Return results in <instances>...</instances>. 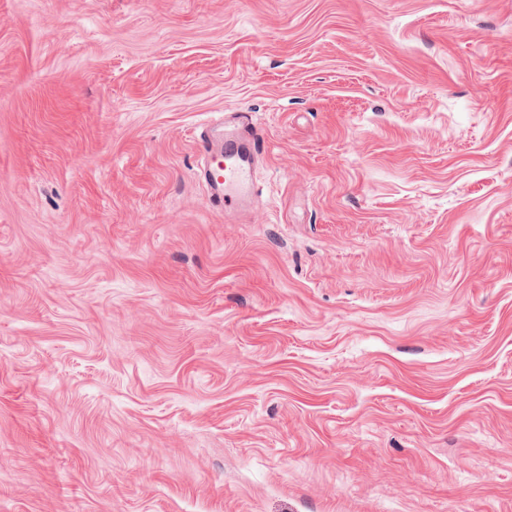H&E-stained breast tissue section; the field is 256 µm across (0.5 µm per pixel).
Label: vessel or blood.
Here are the masks:
<instances>
[{
    "label": "vessel or blood",
    "mask_w": 512,
    "mask_h": 512,
    "mask_svg": "<svg viewBox=\"0 0 512 512\" xmlns=\"http://www.w3.org/2000/svg\"><path fill=\"white\" fill-rule=\"evenodd\" d=\"M201 152L206 157L204 177L213 204L237 207L254 194L256 163L265 155V141L245 114L224 117V143L212 149L202 141Z\"/></svg>",
    "instance_id": "obj_1"
}]
</instances>
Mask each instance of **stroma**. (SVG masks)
I'll use <instances>...</instances> for the list:
<instances>
[{
	"label": "stroma",
	"instance_id": "stroma-1",
	"mask_svg": "<svg viewBox=\"0 0 512 512\" xmlns=\"http://www.w3.org/2000/svg\"><path fill=\"white\" fill-rule=\"evenodd\" d=\"M0 512H512V0H0ZM201 152L207 160L204 177L213 204L224 209L238 207L254 195L256 162L266 154V145L244 113L225 114L223 145L214 153L208 139L203 138Z\"/></svg>",
	"mask_w": 512,
	"mask_h": 512
}]
</instances>
